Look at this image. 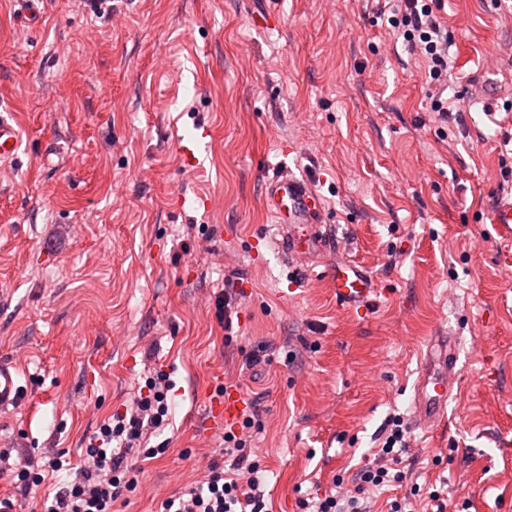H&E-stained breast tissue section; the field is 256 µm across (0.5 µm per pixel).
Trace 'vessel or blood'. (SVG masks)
Returning <instances> with one entry per match:
<instances>
[{"mask_svg":"<svg viewBox=\"0 0 512 512\" xmlns=\"http://www.w3.org/2000/svg\"><path fill=\"white\" fill-rule=\"evenodd\" d=\"M19 135L15 127L0 115V159L13 158ZM263 207L277 224L284 226L282 250L292 263L299 264L317 250L330 244L328 234L316 228L323 203L306 179L282 170L266 180ZM490 220L512 237V196L499 198ZM338 302L367 308L379 297V288L363 266L345 265L334 271L331 279ZM458 356L451 337L436 336L420 354L418 376L414 384L413 425L434 429L447 420L448 401L459 387ZM23 398L16 370L0 364V411L16 406ZM243 397L239 389L207 397L208 421L212 427L232 423L238 416Z\"/></svg>","mask_w":512,"mask_h":512,"instance_id":"obj_1","label":"vessel or blood"}]
</instances>
